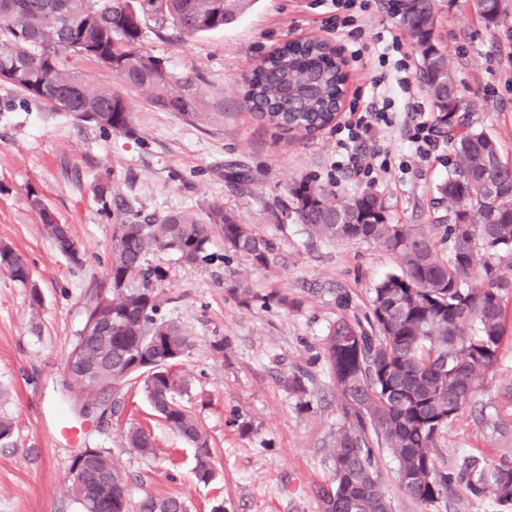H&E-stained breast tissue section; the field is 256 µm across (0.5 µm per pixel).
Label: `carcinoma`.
I'll use <instances>...</instances> for the list:
<instances>
[{
	"label": "carcinoma",
	"mask_w": 512,
	"mask_h": 512,
	"mask_svg": "<svg viewBox=\"0 0 512 512\" xmlns=\"http://www.w3.org/2000/svg\"><path fill=\"white\" fill-rule=\"evenodd\" d=\"M247 5L248 0H0V75L78 122L138 137L127 98L89 86L71 69L72 57L86 56L115 73L127 89L145 94L151 107L203 123L209 103L198 75L174 74L144 51V28L152 22L185 36L220 30ZM474 9L488 27L503 25L507 15L501 0H474ZM394 15L419 53L433 110L448 129L454 159L437 193L448 203L438 230L450 252L448 259H438L432 230L392 223L372 193L336 202L333 192L308 180L289 190L309 235L378 244L400 253L405 263L374 286L368 326L340 318L324 340L341 423L328 453L332 482L316 491L321 512H392L377 474L381 448L396 461L399 491L422 512H434L448 500L455 476L439 468L434 448L443 429L473 409L481 380L494 368L506 331L504 299L512 293V165L496 142L465 118L469 107L434 36L436 0H397ZM331 54L325 41L285 43L252 72L245 102L282 133L311 134L330 125L343 93L340 69L325 61ZM72 89L74 102L66 105L62 94ZM30 204L56 249L68 246L69 257L80 261L70 229L59 227L38 196ZM215 232L225 251L269 264L273 242L219 203L209 205L203 219L182 211L113 225L104 286L112 313V358L80 336L70 351L99 366L101 388L78 383L80 396L106 395L111 380H120L118 390L130 380L141 381L157 415L195 448V474L203 483L215 477L208 437L181 400L188 383L176 370L194 341L183 323L158 317L157 286L167 271L148 257L165 251L197 264L207 260ZM2 268L13 281L29 283L24 256L1 243ZM124 442L141 456L154 454L155 440L141 427H129ZM102 469L112 471V485L100 490V508L90 506L82 487L69 485L80 512H187L178 497L145 496L132 505L124 474L110 452L97 448L88 476ZM467 488L512 512V456L473 470Z\"/></svg>",
	"instance_id": "obj_1"
}]
</instances>
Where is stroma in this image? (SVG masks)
Returning <instances> with one entry per match:
<instances>
[{
  "mask_svg": "<svg viewBox=\"0 0 512 512\" xmlns=\"http://www.w3.org/2000/svg\"><path fill=\"white\" fill-rule=\"evenodd\" d=\"M507 20L486 27L472 0H439L436 35L473 123L512 160V0ZM332 0H253L221 31L181 36L146 32L143 49L175 74L196 72L212 104L207 125L153 109L130 91L137 139L76 123L67 115L0 82V242L23 253L31 286L0 273V415L13 421V436L0 443V512H77L65 486L74 457L86 448L111 452L133 499L150 494L181 498L188 512H320L316 495L332 470L328 448L340 424L322 343L340 317L365 319L374 285L400 271V255L377 244L311 238L292 213L289 189L309 179L337 199L367 191L384 203L397 224H435L444 209L436 186L448 175L452 150L439 140L428 158L407 148L401 121L404 95L393 98L394 127L367 141L387 154L391 169L375 180L337 172L336 130L285 135L265 124L244 102V77L275 47L291 40L323 39L349 56L367 43L362 59L350 58L346 108L364 109L382 70L377 33L399 31L390 0L336 24ZM251 177L245 188L234 172ZM109 188L106 201L93 193ZM38 195L68 225L80 262L59 253L28 201ZM225 210L273 241L268 267L224 250L213 238L210 261L186 264L167 252L151 254L163 266L161 313L182 322L194 346L181 362L189 381L188 406L205 428L217 477L199 482L194 450L155 416L140 384L114 397L105 416H82L66 385L64 362L82 330L85 310L101 289L117 219L161 216L209 204ZM251 299L233 293L232 284ZM39 290L40 305L30 294ZM349 293V308L336 291ZM287 295L288 305L277 298ZM497 363L477 394L487 418L464 416L440 434L434 454L447 469L466 459L488 466L512 454V434L497 418L512 414V317ZM304 377L305 392L290 388ZM154 434L157 454L143 458L123 446L129 423Z\"/></svg>",
  "mask_w": 512,
  "mask_h": 512,
  "instance_id": "stroma-1",
  "label": "stroma"
}]
</instances>
